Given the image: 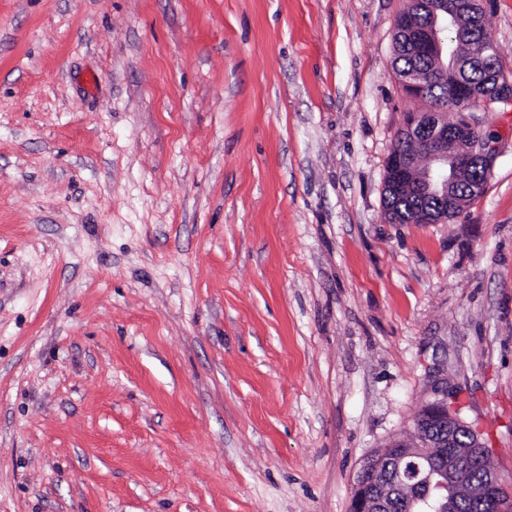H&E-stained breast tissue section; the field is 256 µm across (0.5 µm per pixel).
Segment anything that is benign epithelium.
I'll return each instance as SVG.
<instances>
[{
  "mask_svg": "<svg viewBox=\"0 0 512 512\" xmlns=\"http://www.w3.org/2000/svg\"><path fill=\"white\" fill-rule=\"evenodd\" d=\"M432 11L435 21L430 28H418L402 14L397 18L421 48L439 45V25L465 18L457 0H443ZM403 130L413 149L392 152L384 188L397 196L419 192L436 196L439 209L416 214L417 221L437 224L463 211L455 184L475 169L479 174L470 180L473 193L485 190L493 153L471 121L464 118L450 124L441 112H410ZM433 395L414 418L415 440L397 436L384 447L391 453L389 473L381 474L382 462L376 458L364 461L352 489L349 512H390L391 487L407 489L405 512H453L455 494L461 490L480 499L488 512H512V498L503 494L495 469L486 468L481 483L469 482L466 462L475 457L484 460V445L477 434L466 442L460 440L459 429L466 421L451 410L448 387H435Z\"/></svg>",
  "mask_w": 512,
  "mask_h": 512,
  "instance_id": "benign-epithelium-1",
  "label": "benign epithelium"
}]
</instances>
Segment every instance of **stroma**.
Wrapping results in <instances>:
<instances>
[{
  "instance_id": "stroma-1",
  "label": "stroma",
  "mask_w": 512,
  "mask_h": 512,
  "mask_svg": "<svg viewBox=\"0 0 512 512\" xmlns=\"http://www.w3.org/2000/svg\"><path fill=\"white\" fill-rule=\"evenodd\" d=\"M404 6L0 0V512H348L442 378L512 485V102L391 223Z\"/></svg>"
}]
</instances>
